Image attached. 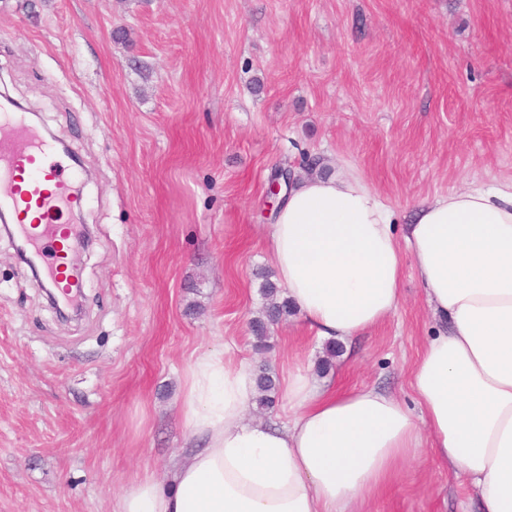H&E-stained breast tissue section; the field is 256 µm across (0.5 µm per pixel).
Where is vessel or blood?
Here are the masks:
<instances>
[{
	"label": "vessel or blood",
	"instance_id": "obj_1",
	"mask_svg": "<svg viewBox=\"0 0 512 512\" xmlns=\"http://www.w3.org/2000/svg\"><path fill=\"white\" fill-rule=\"evenodd\" d=\"M55 146L33 127L23 113L0 114V204L18 220L17 230L32 248L49 251V286L69 290L66 248L75 235L63 219L65 208L76 205Z\"/></svg>",
	"mask_w": 512,
	"mask_h": 512
}]
</instances>
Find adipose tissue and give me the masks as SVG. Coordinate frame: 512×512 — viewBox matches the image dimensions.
Returning <instances> with one entry per match:
<instances>
[{
  "label": "adipose tissue",
  "mask_w": 512,
  "mask_h": 512,
  "mask_svg": "<svg viewBox=\"0 0 512 512\" xmlns=\"http://www.w3.org/2000/svg\"><path fill=\"white\" fill-rule=\"evenodd\" d=\"M266 241L321 339L348 342L392 316L413 268L440 323L412 371L418 411L299 366L281 381V420L253 422V368L208 351L182 389V424L201 447L169 487L137 475L115 512H361L425 445L466 479L479 512H512V181L423 199L401 225L359 171L336 164L294 179Z\"/></svg>",
  "instance_id": "ef3b65f1"
}]
</instances>
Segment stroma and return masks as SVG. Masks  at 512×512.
Listing matches in <instances>:
<instances>
[{
  "mask_svg": "<svg viewBox=\"0 0 512 512\" xmlns=\"http://www.w3.org/2000/svg\"><path fill=\"white\" fill-rule=\"evenodd\" d=\"M0 93L80 160L91 235L64 321L0 229V512H114L136 473L180 463L186 367L224 344L414 406L435 320L413 270L339 353L295 310L255 351L269 178L340 159L401 216L512 178V0H0ZM476 509L426 448L367 505Z\"/></svg>",
  "mask_w": 512,
  "mask_h": 512,
  "instance_id": "obj_1",
  "label": "stroma"
}]
</instances>
